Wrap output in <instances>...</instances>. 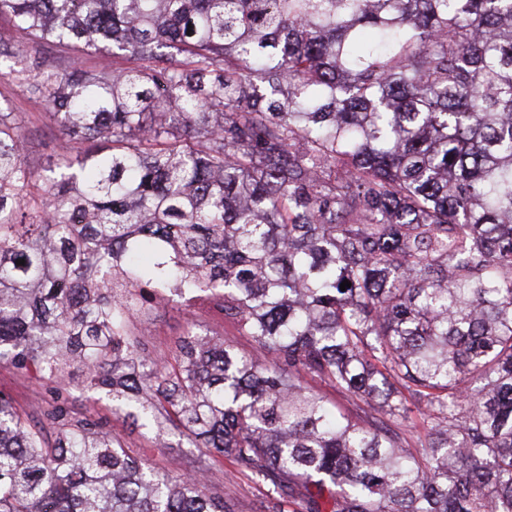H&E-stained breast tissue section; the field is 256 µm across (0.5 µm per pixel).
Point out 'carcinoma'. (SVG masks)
<instances>
[{
    "instance_id": "1",
    "label": "carcinoma",
    "mask_w": 512,
    "mask_h": 512,
    "mask_svg": "<svg viewBox=\"0 0 512 512\" xmlns=\"http://www.w3.org/2000/svg\"><path fill=\"white\" fill-rule=\"evenodd\" d=\"M0 21L22 33L0 76L89 144L37 172L0 111V365L81 370L261 483L262 512H512V0H0ZM41 43L112 68L42 70ZM181 297L269 358L191 329L152 355L138 326ZM46 500L233 512L62 393L31 425L0 392V512Z\"/></svg>"
}]
</instances>
